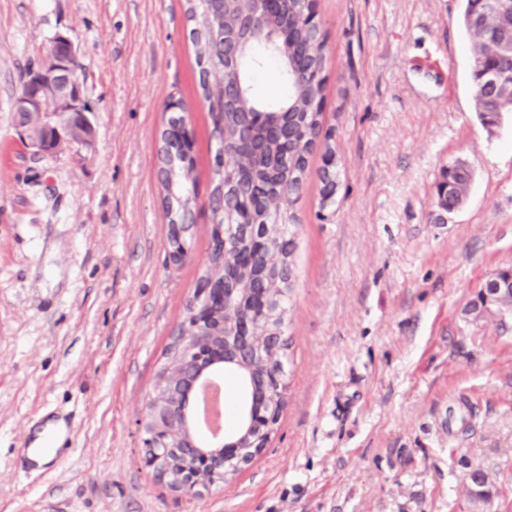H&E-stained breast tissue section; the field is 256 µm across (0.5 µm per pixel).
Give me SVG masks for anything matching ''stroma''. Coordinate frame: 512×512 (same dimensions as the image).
Instances as JSON below:
<instances>
[{
	"instance_id": "obj_1",
	"label": "stroma",
	"mask_w": 512,
	"mask_h": 512,
	"mask_svg": "<svg viewBox=\"0 0 512 512\" xmlns=\"http://www.w3.org/2000/svg\"><path fill=\"white\" fill-rule=\"evenodd\" d=\"M184 0H0V512H512V317L468 313L512 266V113L477 120L461 0H317L324 126L299 224L269 448L187 497L141 461L158 362L208 257L217 145ZM70 37L96 130L90 149L28 153L14 97ZM194 136L192 250L166 263L157 150L170 98ZM468 200L436 204L443 170ZM53 428L65 459L26 465ZM487 473L474 506L466 475Z\"/></svg>"
}]
</instances>
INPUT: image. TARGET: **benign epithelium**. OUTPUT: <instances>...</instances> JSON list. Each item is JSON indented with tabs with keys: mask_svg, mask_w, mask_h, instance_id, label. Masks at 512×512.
I'll return each mask as SVG.
<instances>
[{
	"mask_svg": "<svg viewBox=\"0 0 512 512\" xmlns=\"http://www.w3.org/2000/svg\"><path fill=\"white\" fill-rule=\"evenodd\" d=\"M252 3V9L240 15L235 25L223 30L224 62L235 67L240 65L242 53L249 44L262 45L276 55L281 51L286 37L280 27L267 29L266 22L275 17H288V0H252ZM469 21L482 37V49L472 60L473 69L480 76L476 100L485 114V127L493 129L499 125L502 113L512 110V3L508 0H472ZM78 70L73 42L59 35L42 60L30 70L24 86L14 98L12 112L16 119H21L27 113H43L46 126L52 131V137L45 141L22 140L25 149L33 155L54 156L71 145L92 147L95 128ZM76 120L88 130L80 141H74L69 136V128ZM189 141L191 133L188 122L184 121L172 129L171 142L181 151H187L186 143ZM315 142L322 151L323 169H335V147L327 146L319 138ZM239 231L247 237L259 239L258 225L254 224L248 210L241 212L236 223L220 228V235L226 239ZM229 292L230 289L224 284L213 281L198 291V302L205 305L208 320L217 319V315L228 312L231 300ZM505 296H512V274L503 278L496 273L485 281L472 313L481 317ZM271 306L272 299L257 295L252 300V309L243 319L230 324L218 319L216 328L229 324L231 335H222L217 341L188 345L194 371L185 376L181 386H169L168 404L147 406L142 420V424L150 427L142 439L145 465L156 468L163 456L172 452H180L194 460V473L178 482L174 491L193 495L208 483V479L224 475L225 465L232 463L237 469L246 465L241 449L255 447L256 435L250 432L251 425L262 418L266 405L286 398V391L281 389L282 379L265 374L258 378L249 372L244 375V387L249 392L250 400L240 407L232 429L204 445L197 443L190 426V402L196 399L200 383L213 376V368L218 364L227 368L245 367L243 355L260 340L253 332L254 321L264 317Z\"/></svg>",
	"mask_w": 512,
	"mask_h": 512,
	"instance_id": "7a95c632",
	"label": "benign epithelium"
}]
</instances>
